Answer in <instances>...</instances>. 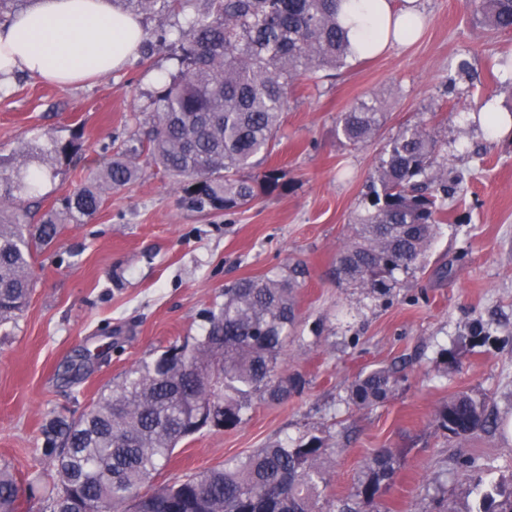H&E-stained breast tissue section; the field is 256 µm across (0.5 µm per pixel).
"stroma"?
Here are the masks:
<instances>
[{"instance_id":"obj_1","label":"stroma","mask_w":512,"mask_h":512,"mask_svg":"<svg viewBox=\"0 0 512 512\" xmlns=\"http://www.w3.org/2000/svg\"><path fill=\"white\" fill-rule=\"evenodd\" d=\"M422 35L409 46L321 71L288 99L268 160L288 189L230 214L198 213L172 179L149 163L79 224L64 225L37 258L27 309L0 327V466L20 486L18 512H49L53 463L41 430L79 417L139 361L203 332L201 313L242 278L308 274L297 294L298 334L280 368L300 374L302 392L254 402L244 424L182 440L154 475L159 487L277 443L320 438L329 450L330 492L348 497L379 448L397 456L393 485L366 512H473L477 480L512 476V129L489 137L475 116L486 103L512 110V34L476 23L465 0H418ZM147 60L59 88L19 75L0 86V208L15 198L59 206L116 142L137 138L162 82L175 73L180 18L147 15ZM471 76H458V59ZM378 98L376 137L352 147L336 126L360 101ZM427 123L439 160L458 181L448 221L418 269L397 273L384 296L336 282V255L365 203L366 183L386 142ZM73 143L64 156L55 144ZM44 182L24 189L29 168ZM393 369L383 403H348L355 378ZM465 392L486 401L496 424L464 439L434 421L436 408Z\"/></svg>"}]
</instances>
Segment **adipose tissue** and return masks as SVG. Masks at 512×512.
<instances>
[{"label": "adipose tissue", "instance_id": "1", "mask_svg": "<svg viewBox=\"0 0 512 512\" xmlns=\"http://www.w3.org/2000/svg\"><path fill=\"white\" fill-rule=\"evenodd\" d=\"M416 0H343L340 20L354 50L378 55L421 33ZM138 20L111 0H34L0 27V77L23 72L65 88L124 67L139 53Z\"/></svg>", "mask_w": 512, "mask_h": 512}]
</instances>
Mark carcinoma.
<instances>
[{"mask_svg":"<svg viewBox=\"0 0 512 512\" xmlns=\"http://www.w3.org/2000/svg\"><path fill=\"white\" fill-rule=\"evenodd\" d=\"M340 0H120L133 16L183 15L177 28L178 75L165 83L135 144L112 145L61 208L37 224L27 211L0 210V326L14 322L34 290L36 255L62 224L79 223L106 193L134 183L139 158L178 185L197 212L233 211L259 194L287 189L279 170L262 169L276 145L295 82L315 80L354 57L338 17ZM480 24L512 32V0H481ZM383 113L372 99L343 113L337 136L362 145ZM437 140L424 123L406 126L384 146L351 241L336 258V278L386 293L395 273L419 264L445 223L453 186L438 165ZM295 278H243L224 287V303L203 311L193 343L171 346L140 362L78 418L57 417L43 429L53 457L51 512H365L394 482L389 448L366 461L354 494L336 501L321 441L258 448L198 476L141 494L182 439L209 427L234 429L252 400L279 401L303 387L280 372L297 324ZM395 372L374 369L355 380L349 403L358 409L387 400ZM437 426L465 438L494 423L486 403L458 394L437 408ZM17 479L0 468V512H15ZM474 512H512V483L482 493Z\"/></svg>","mask_w":512,"mask_h":512,"instance_id":"cac0c4a2","label":"carcinoma"}]
</instances>
